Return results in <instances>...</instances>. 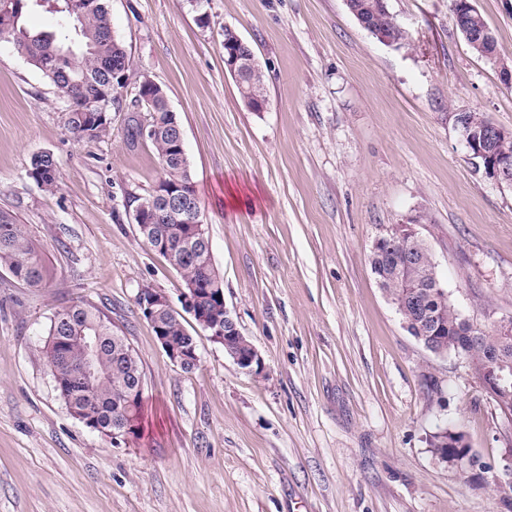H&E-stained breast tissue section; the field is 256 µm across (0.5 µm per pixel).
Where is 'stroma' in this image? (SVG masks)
<instances>
[{"instance_id":"1","label":"stroma","mask_w":512,"mask_h":512,"mask_svg":"<svg viewBox=\"0 0 512 512\" xmlns=\"http://www.w3.org/2000/svg\"><path fill=\"white\" fill-rule=\"evenodd\" d=\"M495 59L450 0H387L389 46L346 0H109L135 72L182 126L224 301L261 354L241 369L192 316L199 361L172 363L136 298L180 307L184 282L123 204L161 166L149 142L76 141L55 86L0 41V209L33 237L41 287L0 267V512H512L495 491L512 419L454 356L404 328L368 263L382 228L419 218L461 313L512 316V187L475 171L461 111L512 128V0H473ZM252 46L268 105L250 111L224 66V29ZM60 178L41 190L32 154ZM237 193L243 205L223 200ZM101 308L144 374L140 437L113 445L72 418L44 360L62 306ZM462 432L470 458L429 445ZM451 7L457 28L463 33L466 41L472 45L492 46L495 37L488 27H473L471 21L476 18V8L471 0H451ZM29 177L44 191H53L59 181V169L54 157L36 153L31 156Z\"/></svg>"}]
</instances>
